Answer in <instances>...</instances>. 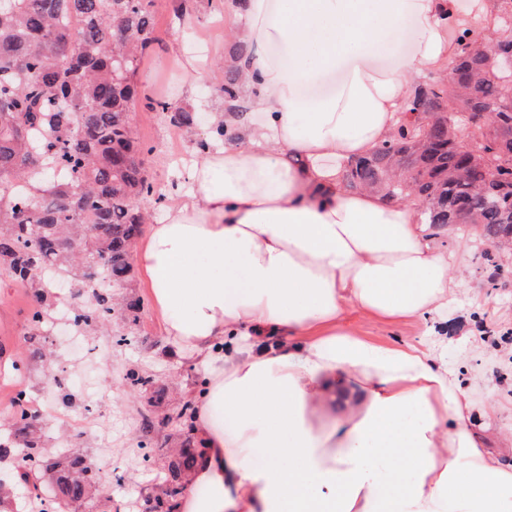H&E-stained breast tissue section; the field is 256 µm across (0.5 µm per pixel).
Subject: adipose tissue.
I'll use <instances>...</instances> for the list:
<instances>
[{"mask_svg": "<svg viewBox=\"0 0 512 512\" xmlns=\"http://www.w3.org/2000/svg\"><path fill=\"white\" fill-rule=\"evenodd\" d=\"M224 21L240 66L239 138L197 152L134 255L171 347L202 367L191 512H512V427L462 386L436 324L466 293L414 207L344 191L392 131L451 28H494L490 0H246ZM411 20L413 46L391 48ZM414 321L382 345L350 314ZM221 410L232 432L217 430ZM266 449L265 465L246 460ZM207 497L195 498L198 486Z\"/></svg>", "mask_w": 512, "mask_h": 512, "instance_id": "ef3b65f1", "label": "adipose tissue"}]
</instances>
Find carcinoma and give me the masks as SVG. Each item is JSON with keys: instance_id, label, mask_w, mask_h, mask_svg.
<instances>
[{"instance_id": "1", "label": "carcinoma", "mask_w": 512, "mask_h": 512, "mask_svg": "<svg viewBox=\"0 0 512 512\" xmlns=\"http://www.w3.org/2000/svg\"><path fill=\"white\" fill-rule=\"evenodd\" d=\"M498 31L452 32L454 80L420 85L389 138L351 161L347 187L373 189L392 202H411L432 234L453 225L474 242L492 248L512 242V98L498 52L512 53V0H493ZM156 0H0V272L33 299L26 371L45 356V326L55 296L50 277L74 270L76 294L91 306L76 315L90 330L106 326L114 311L112 289L125 287L132 249L150 214L138 201L154 192L143 162L130 102L137 98L135 74L154 41ZM224 97L240 111V74L218 66ZM155 110L171 124L196 133L198 118ZM469 131L463 150L457 130ZM224 140L218 121L199 134L195 146ZM16 184L25 187L18 195ZM79 236L82 253L69 241ZM101 273L112 282L99 292ZM125 379L147 390L155 377L131 369ZM193 404L181 406L162 424L191 427ZM36 415L12 414L0 460L12 462L19 479L38 489L41 473L56 474L55 496L38 512L85 502L97 491L89 460L62 450L47 454ZM200 449L190 443L167 465L161 493L146 497L145 512H174L182 477L193 471Z\"/></svg>"}]
</instances>
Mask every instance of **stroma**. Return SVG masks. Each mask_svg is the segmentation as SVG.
<instances>
[{"label":"stroma","mask_w":512,"mask_h":512,"mask_svg":"<svg viewBox=\"0 0 512 512\" xmlns=\"http://www.w3.org/2000/svg\"><path fill=\"white\" fill-rule=\"evenodd\" d=\"M217 0H191L186 12L174 10L173 0H156L155 41L136 73L139 87L134 122L143 147L142 159L158 198L148 202L153 218H160V197L182 178L176 157L194 154L192 143L181 130L149 109L151 101L164 100L171 110H187L213 119L225 110L224 96L211 70L232 50L236 38L214 11ZM188 55L200 59L205 77L194 78L173 66L174 58ZM443 250L454 257L453 271L467 282L468 293L449 302L443 318L448 328V360L455 364L462 382L483 374L485 385L476 394L494 408L491 428L512 425V286L489 288L491 266L466 235L448 229L438 238ZM126 297L144 300L138 322L128 321L115 311L107 332L64 331L47 338L49 362L31 366L27 372L14 364L27 350V317L32 301L23 289L0 275V419L10 410L9 399L16 388H25L36 401L42 419L51 423L52 443L65 444L102 469L101 492L86 506L87 512H121L122 506L156 494L163 466L184 436L169 427H156L153 464H145L139 448L144 438L143 416L162 419L183 402L192 399L203 371L201 367L167 352L169 343L146 302L149 284L141 267H133L123 290ZM98 349L94 364L77 355L81 344ZM480 353H471L473 344ZM140 368L156 378L154 390L141 391L123 384L127 370ZM70 372L76 381L75 399L62 405L54 390L53 376ZM165 391L157 399V391ZM97 408L101 428H86L87 407Z\"/></svg>","instance_id":"35a3bbf8"}]
</instances>
